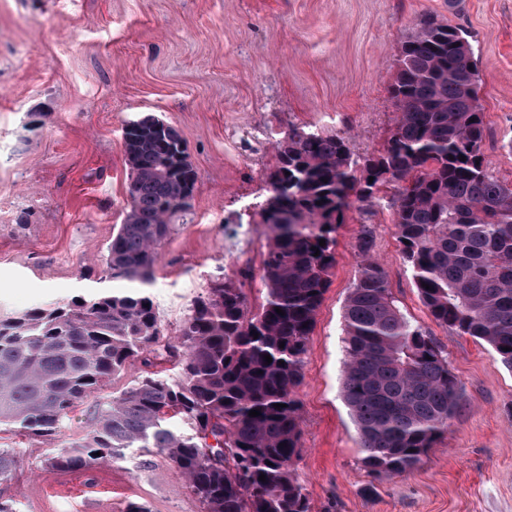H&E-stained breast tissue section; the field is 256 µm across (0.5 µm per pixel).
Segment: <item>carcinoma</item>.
Wrapping results in <instances>:
<instances>
[{
  "label": "carcinoma",
  "mask_w": 512,
  "mask_h": 512,
  "mask_svg": "<svg viewBox=\"0 0 512 512\" xmlns=\"http://www.w3.org/2000/svg\"><path fill=\"white\" fill-rule=\"evenodd\" d=\"M478 78L468 33L423 16L401 45L390 87L397 115L381 151L357 159L345 136L306 127L277 140L259 205L269 233L262 304L251 308L230 276L214 279L173 341L163 339L149 285L159 247L191 206L196 173L175 126L152 115L125 126L129 204L106 267L136 287L0 319V425L55 438L113 376L159 356L175 375L141 376L97 401L86 437L53 450L46 464L89 469L142 448L172 463L203 512H312L295 469V393L336 264V233L354 204L388 190L401 253L434 321L485 342L512 368V185L494 178L484 154ZM357 249L344 305L342 397L363 463L380 480L422 463L448 431L462 385L433 337L401 312L370 229ZM255 409L260 415L249 416ZM173 418L183 429L170 427ZM20 463L0 448V484Z\"/></svg>",
  "instance_id": "cac0c4a2"
}]
</instances>
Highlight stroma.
Segmentation results:
<instances>
[{"mask_svg":"<svg viewBox=\"0 0 512 512\" xmlns=\"http://www.w3.org/2000/svg\"><path fill=\"white\" fill-rule=\"evenodd\" d=\"M440 16L472 37L485 113L484 153L512 184V0H0V318L66 301L105 282L107 247L127 208L122 129L155 116L177 127L196 172L194 200L159 249L149 288L174 336L217 276L261 301L267 243L258 205L289 128L346 136L354 156L381 150L389 94L417 19ZM388 204H355L296 390V462L312 512H512V369L485 342L438 325L423 305ZM374 232L402 312L431 333L461 381L447 433L411 473L363 467L342 399L344 304L357 239ZM25 465L0 498L16 512H201L166 459L133 448L91 470L47 468L42 438L0 427Z\"/></svg>","mask_w":512,"mask_h":512,"instance_id":"obj_1","label":"stroma"}]
</instances>
